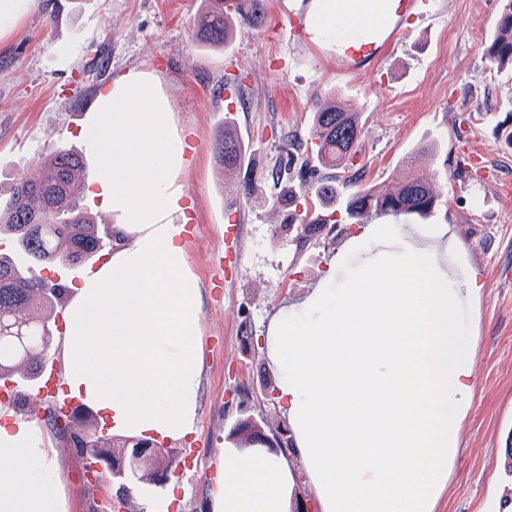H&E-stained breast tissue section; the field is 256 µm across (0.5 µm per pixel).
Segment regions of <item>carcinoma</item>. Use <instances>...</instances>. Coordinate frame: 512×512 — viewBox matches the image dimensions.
<instances>
[{
    "mask_svg": "<svg viewBox=\"0 0 512 512\" xmlns=\"http://www.w3.org/2000/svg\"><path fill=\"white\" fill-rule=\"evenodd\" d=\"M211 6L200 18L198 38L210 45L232 42L236 25L259 26L265 20L264 0H210ZM495 31L485 47L487 60L498 68H512V0H501ZM362 134L357 113L349 111L332 94L316 104L310 139L314 164L311 174L325 168L347 173ZM224 165V176L242 170V145L233 127L224 131L214 145ZM420 158L406 161L392 190L379 194L371 188L355 191L346 205L347 216L358 222L372 211L378 213H431L438 203L434 178L416 171ZM85 161L81 154L57 145L45 154L30 175L15 182L7 197L0 196V237L12 248L0 252V317L21 330V335H0V379L37 380L54 336L49 317L42 310L62 301L66 284L44 280L33 274L38 265L62 267L89 263L112 244V230L95 223L80 205L84 188ZM339 176L319 177L311 190L324 199L336 198ZM77 453L95 460L112 457V443L84 430V423L73 415L59 428ZM153 462L140 466L136 482L151 483L152 466L164 464L162 453L154 450Z\"/></svg>",
    "mask_w": 512,
    "mask_h": 512,
    "instance_id": "obj_1",
    "label": "carcinoma"
}]
</instances>
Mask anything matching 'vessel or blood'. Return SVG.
I'll return each instance as SVG.
<instances>
[{
    "label": "vessel or blood",
    "instance_id": "b4317fda",
    "mask_svg": "<svg viewBox=\"0 0 512 512\" xmlns=\"http://www.w3.org/2000/svg\"><path fill=\"white\" fill-rule=\"evenodd\" d=\"M377 5V17L365 27L353 29L341 18L324 24L308 22L313 0H293L290 13L295 42L332 60L338 73H357L381 59L406 21L414 18L431 25L439 17L433 0H377Z\"/></svg>",
    "mask_w": 512,
    "mask_h": 512
}]
</instances>
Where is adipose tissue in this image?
<instances>
[{"label": "adipose tissue", "mask_w": 512, "mask_h": 512, "mask_svg": "<svg viewBox=\"0 0 512 512\" xmlns=\"http://www.w3.org/2000/svg\"><path fill=\"white\" fill-rule=\"evenodd\" d=\"M82 138L120 242L65 312L69 395L113 430L177 440L197 423L200 291L183 240L189 145L159 75L132 70L98 96ZM365 260L270 315L262 348L301 469L264 448H228L212 512H288L305 473L321 512H435L476 381L460 342L463 269L454 226L361 225ZM34 425L0 428V512H64Z\"/></svg>", "instance_id": "obj_1"}]
</instances>
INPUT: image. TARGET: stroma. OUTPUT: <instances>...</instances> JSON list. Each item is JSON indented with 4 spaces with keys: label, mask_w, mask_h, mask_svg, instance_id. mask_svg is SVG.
Here are the masks:
<instances>
[{
    "label": "stroma",
    "mask_w": 512,
    "mask_h": 512,
    "mask_svg": "<svg viewBox=\"0 0 512 512\" xmlns=\"http://www.w3.org/2000/svg\"><path fill=\"white\" fill-rule=\"evenodd\" d=\"M287 0H266L263 25L240 26L225 49L205 48L195 35L203 0H38L0 42V189L31 172L47 150L65 144L87 165L82 207L103 223L112 214L91 195L100 165L81 131L89 107L117 77L158 71L173 102L175 125L192 151L184 175L191 270L201 293L202 364L195 432L166 443L175 475L159 496L168 512H210L226 447L244 413L262 415L266 433L288 419L264 386L276 376L257 337L283 301L307 295L325 277L342 284L362 260L345 245L358 230L345 205L357 186L387 190L401 161L420 146L436 158L421 171L437 177L441 199L427 216L402 224H451L465 264L484 287L463 299L462 341L477 378L460 429V453L436 512H512V478L501 455L512 431V150L497 139L512 125V70L492 66L484 49L500 0H440L442 21L407 31L366 73L340 76L327 60L294 46L279 24ZM336 93L360 115L359 184L341 187L328 204L309 193L289 201L304 174V143L318 97ZM246 148L254 190L224 192L213 149L225 118ZM322 230L299 241L300 220ZM250 323L253 343L243 340ZM25 409L0 401V427L34 423L56 461L68 512H144L147 496L119 500L107 472L92 476L84 458L52 429L49 409L63 396L22 388Z\"/></svg>",
    "instance_id": "stroma-1"
}]
</instances>
